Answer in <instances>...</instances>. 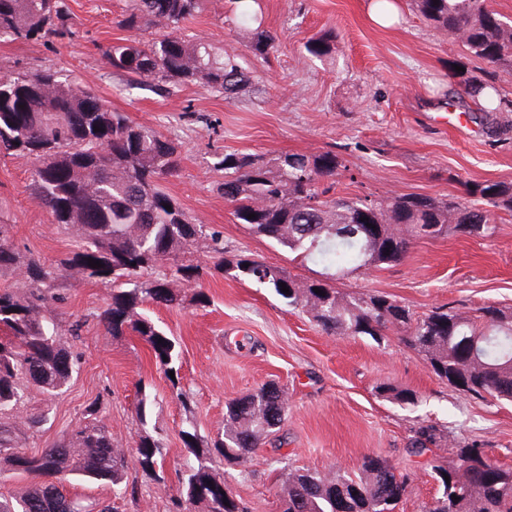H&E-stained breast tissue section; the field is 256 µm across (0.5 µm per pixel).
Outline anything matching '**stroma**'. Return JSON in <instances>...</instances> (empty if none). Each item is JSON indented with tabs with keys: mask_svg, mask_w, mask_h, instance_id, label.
<instances>
[{
	"mask_svg": "<svg viewBox=\"0 0 512 512\" xmlns=\"http://www.w3.org/2000/svg\"><path fill=\"white\" fill-rule=\"evenodd\" d=\"M369 2L249 0L241 14L227 0H207L187 31L217 50L240 54L254 72L251 92L236 99L199 87L160 96L112 75L98 47L124 37L116 22L126 0H69L77 38L2 41L0 75L51 67L81 78L112 110L161 128L179 140L183 155L166 190L196 222L220 231L229 254L314 279L323 263H299L288 249L253 236L233 217L219 189L224 173L217 163L224 153L275 158L334 151L344 163L336 178L340 196L459 197L468 181L512 182V110L494 113L488 123L474 118L461 94L465 77L479 74L482 61L427 23L410 0H397L400 20L386 28L370 20ZM257 15L278 38L264 61L252 57L245 41ZM330 29L336 32L330 52L310 55L306 42ZM31 169L29 159L0 158V224L9 225L10 243L20 252L49 261L73 255L78 240L52 224L27 190ZM494 224L488 238L419 241L401 264L357 271L338 288L386 294L418 315L444 304L512 307V216L495 215ZM177 289L182 305L147 303L142 311L180 344L184 404L140 337L112 336L97 322L96 313L110 301V281L71 282L57 304L62 323L87 320L75 341L79 367L62 395L50 399L31 392L22 415L47 420L26 431L20 446L27 452L51 447L83 424L89 402L101 399L97 421L124 451L135 488L118 499L107 486L73 481L66 486L69 496L110 504L114 512H172L176 472L192 459L181 429L192 425L203 438H215L224 427L225 401L272 379L288 393V417L278 438L246 466L216 467L249 512H281L282 467L351 474L369 453L414 477L395 512H421L437 486L422 458L409 453L408 440L424 420L447 432L448 443L435 452L448 462L457 460L455 446L477 437L494 459L512 466V403L473 399L449 388L400 333L378 341L327 335L273 289L243 275L214 271ZM200 291L208 294V306L195 304ZM382 382L415 390L416 404L377 398L374 388ZM142 395L150 407L149 427L166 437L164 485L142 471L134 449L135 407Z\"/></svg>",
	"mask_w": 512,
	"mask_h": 512,
	"instance_id": "35a3bbf8",
	"label": "stroma"
}]
</instances>
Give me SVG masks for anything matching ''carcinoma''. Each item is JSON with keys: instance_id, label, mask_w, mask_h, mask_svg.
<instances>
[{"instance_id": "obj_1", "label": "carcinoma", "mask_w": 512, "mask_h": 512, "mask_svg": "<svg viewBox=\"0 0 512 512\" xmlns=\"http://www.w3.org/2000/svg\"><path fill=\"white\" fill-rule=\"evenodd\" d=\"M205 2L128 0L117 25L129 36L99 48L104 64L162 95L193 86L226 99L240 95L253 84V72L237 55L182 33L183 23L201 13ZM412 2L430 25L486 63L482 73L464 81V94L480 105L479 111L487 115L509 107L512 101L501 97L499 82L512 77V25L486 0ZM150 28L167 33L143 37ZM76 32L67 0H0V39L71 41ZM335 37L326 32L306 49L326 55ZM248 39L256 57L265 59L275 50L277 37L260 25ZM0 155L32 161L31 195L52 223L81 242L72 257L49 262L16 251L0 225V276L24 280L22 289L0 288V322L9 327L8 336L0 338V458L10 470L34 480L19 498L0 501V512H71L79 501L63 493V483L75 478L109 485L118 497L128 494L125 455L96 423L99 400L85 408L89 422L36 453L15 444L11 420L31 391L56 397L76 371L78 356L67 337H79L80 321L63 328L54 307L70 279L111 280V302L96 316L98 322L114 336L131 332L141 337L164 374L179 375L175 339L139 308L146 302L170 306L181 301L172 284L203 276L204 267L191 259L201 241L216 268L237 270L274 289L324 333L378 341L397 330L448 387L474 398L512 402L511 307L488 304L463 311L439 306L416 315L387 295L343 294L332 285L362 268L402 263L418 240L492 236L493 215L512 216V182H467L457 201L422 194L333 198L329 192L343 167L334 152L269 160L255 153L224 154L221 190L236 219L252 234L327 265L320 278L301 280L282 267L224 257L222 239L206 233L163 186L181 168L176 139L133 122L90 86L55 70L0 76ZM91 259L101 266L91 267ZM283 283L289 292L282 291ZM376 393L401 404L416 398L391 383L377 386ZM287 417V391L269 380L225 402L224 432L212 446L202 448L197 432L181 431L197 464L181 474L177 506L186 502L201 504L206 512H246L211 463L216 457L228 465L248 463ZM447 440L443 430L423 421L413 429L409 452L423 456ZM135 448L143 471L164 481L155 469L167 453L163 439L146 432ZM456 456L454 465L439 456L427 461L438 491L423 512H512V467L492 460L478 439L457 446ZM411 483V474L374 454L362 457L355 475L290 469L282 512H394Z\"/></svg>"}]
</instances>
